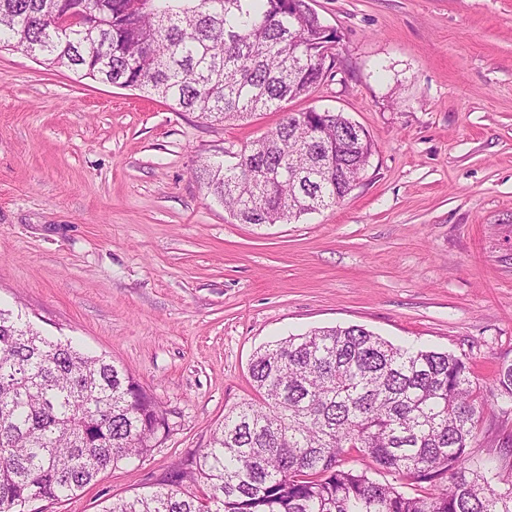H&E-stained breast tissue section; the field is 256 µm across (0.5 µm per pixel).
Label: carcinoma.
Returning a JSON list of instances; mask_svg holds the SVG:
<instances>
[{
	"instance_id": "carcinoma-1",
	"label": "carcinoma",
	"mask_w": 512,
	"mask_h": 512,
	"mask_svg": "<svg viewBox=\"0 0 512 512\" xmlns=\"http://www.w3.org/2000/svg\"><path fill=\"white\" fill-rule=\"evenodd\" d=\"M74 4L83 24L59 28ZM335 42L308 0H0L1 47L221 122L310 94L335 68ZM301 115L242 145V167L221 155L196 172L240 223L329 208L365 170L369 133L334 112ZM250 376L261 403L230 408L161 487L102 512H512V487L492 484L475 451L485 416L509 414L512 363L487 403L465 358L349 325L269 344ZM168 432L126 370L0 307V512L74 496ZM352 450L423 490L345 467Z\"/></svg>"
}]
</instances>
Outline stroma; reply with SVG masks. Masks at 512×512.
Instances as JSON below:
<instances>
[{
  "mask_svg": "<svg viewBox=\"0 0 512 512\" xmlns=\"http://www.w3.org/2000/svg\"><path fill=\"white\" fill-rule=\"evenodd\" d=\"M336 66L288 111L373 140L336 205L243 224L195 172L279 113L219 122L0 49V303L126 369L164 443L40 512H101L205 448L258 401L268 342L358 324L469 361L491 398L512 360V0H308ZM512 481V419L480 437Z\"/></svg>",
  "mask_w": 512,
  "mask_h": 512,
  "instance_id": "stroma-1",
  "label": "stroma"
}]
</instances>
